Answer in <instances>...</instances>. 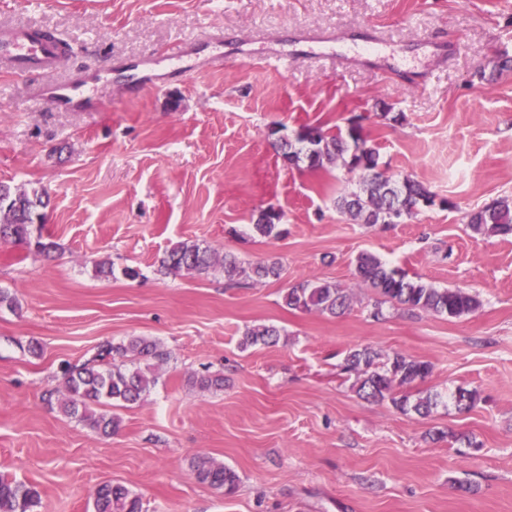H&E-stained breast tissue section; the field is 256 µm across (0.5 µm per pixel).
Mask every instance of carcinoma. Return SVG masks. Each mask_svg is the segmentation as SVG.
<instances>
[{
  "instance_id": "1",
  "label": "carcinoma",
  "mask_w": 512,
  "mask_h": 512,
  "mask_svg": "<svg viewBox=\"0 0 512 512\" xmlns=\"http://www.w3.org/2000/svg\"><path fill=\"white\" fill-rule=\"evenodd\" d=\"M305 150L283 140L278 144L282 156L291 164L300 155L308 159V169L329 170L341 164L350 172L360 173L353 189L345 190L336 199L337 209L363 224H390L398 213L411 217L420 206L434 204V194L421 183L409 178L395 179L379 165L377 149L363 136L361 126L351 122L347 132L334 134L320 127H308L298 137ZM46 193L41 188L22 189L0 182V241L10 242L29 252L47 256L58 245L43 236ZM280 215L266 211L259 215L253 228L263 237L271 235ZM468 224L480 235L512 236V205L494 201L469 214ZM160 269L174 275H205L217 269L230 282L257 281L277 278L280 268L270 264H244L235 256L220 253L196 242L183 241L174 245L160 260ZM356 278L375 289L378 298L370 315L383 316L382 305L394 302L411 311L430 312L449 318H459L481 306L479 297L460 288H434L413 280L389 268L375 255L365 252L355 261ZM290 309L316 311L336 316L351 305L350 293L337 285L318 278L306 279L288 289L284 296ZM278 331L266 325L250 328L245 333L246 345H269L277 342ZM379 354L369 348L354 349L345 359L344 370L357 374L358 390L374 400L390 399L402 412L411 410L428 416L436 400L431 397L410 399L404 389L424 381L431 373L427 361L411 359L401 354L389 359V366L373 369ZM169 353L156 342L141 336L113 344H102L94 358L81 365H69L63 371L64 395L60 410L71 418L88 423L96 432L114 434L120 420L104 410L112 402L132 405L143 399L157 384L156 367L166 362ZM190 382L205 390L224 388V376L200 375ZM480 400L475 390L460 388L455 394L458 410L468 411ZM189 467L195 478L226 494L232 493L239 481L235 470L207 456H194ZM38 492L15 479L0 476V512H37ZM93 512H142L138 495L122 484L106 482L92 493Z\"/></svg>"
}]
</instances>
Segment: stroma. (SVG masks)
Returning a JSON list of instances; mask_svg holds the SVG:
<instances>
[{"label": "stroma", "mask_w": 512, "mask_h": 512, "mask_svg": "<svg viewBox=\"0 0 512 512\" xmlns=\"http://www.w3.org/2000/svg\"><path fill=\"white\" fill-rule=\"evenodd\" d=\"M23 20L75 48L42 84L79 80L96 105L32 102L29 82L0 71V181L47 191L59 245L45 258L0 243V289L15 299L0 307V474L34 486L41 512H92L108 480L146 512H512V237L467 224L512 203V67L494 69L512 60V0H0V28ZM361 26L385 45L367 63L205 66L227 52L218 41L170 57L224 32L257 52L292 31ZM353 117L381 167L434 205L355 222L336 208L344 167L315 173L276 149ZM265 210L281 215L268 237L252 229ZM181 241L281 274L161 273ZM364 251L481 306L450 319L387 304L373 319L375 293L355 278ZM312 277L350 291V308H288V289ZM258 324L277 344L242 347ZM132 336L170 357L140 403L112 404L118 433L63 415L61 365ZM362 347L429 362L419 389L436 395L433 412L363 399L344 370ZM207 371L223 390L191 386ZM460 387L480 394L470 411L454 406ZM198 454L237 472L233 494L195 479Z\"/></svg>", "instance_id": "1"}]
</instances>
